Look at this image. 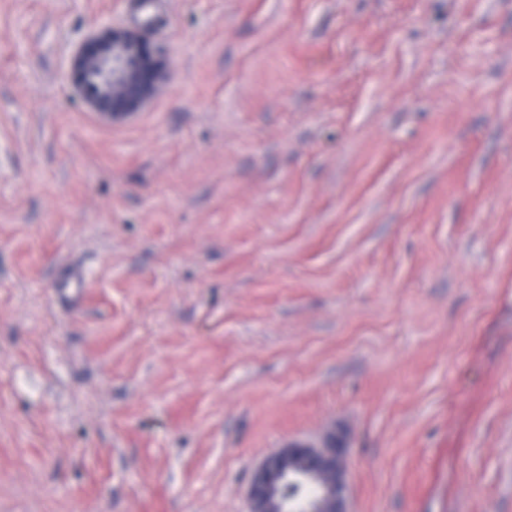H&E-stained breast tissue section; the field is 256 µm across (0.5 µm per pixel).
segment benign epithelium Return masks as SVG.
<instances>
[{
  "instance_id": "1",
  "label": "benign epithelium",
  "mask_w": 512,
  "mask_h": 512,
  "mask_svg": "<svg viewBox=\"0 0 512 512\" xmlns=\"http://www.w3.org/2000/svg\"><path fill=\"white\" fill-rule=\"evenodd\" d=\"M102 68V88L87 91L91 64ZM169 62L143 34L104 24L74 50L68 79L88 107L108 121L140 111L156 93ZM335 429L318 440H292L267 456L249 487L250 512H303L299 500L280 496L292 480L314 479L322 488L325 512H348L346 447L331 439Z\"/></svg>"
}]
</instances>
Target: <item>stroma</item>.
I'll return each mask as SVG.
<instances>
[{"label":"stroma","mask_w":512,"mask_h":512,"mask_svg":"<svg viewBox=\"0 0 512 512\" xmlns=\"http://www.w3.org/2000/svg\"><path fill=\"white\" fill-rule=\"evenodd\" d=\"M135 4L0 0V512H249L334 426L350 512H512V0H164L109 123ZM92 63L102 68V88L87 91ZM169 62L143 34L104 24L74 50L68 79L88 107L108 121L122 120L140 111L156 93ZM131 73V79L124 78Z\"/></svg>","instance_id":"obj_1"}]
</instances>
